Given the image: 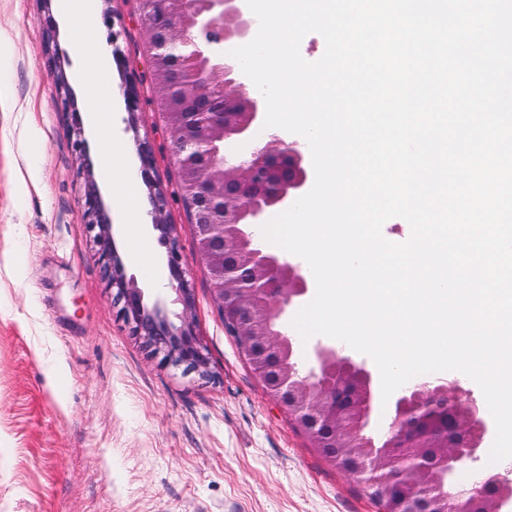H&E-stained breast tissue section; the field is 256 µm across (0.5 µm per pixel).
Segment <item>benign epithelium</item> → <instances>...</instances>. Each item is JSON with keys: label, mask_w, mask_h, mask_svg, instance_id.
<instances>
[{"label": "benign epithelium", "mask_w": 512, "mask_h": 512, "mask_svg": "<svg viewBox=\"0 0 512 512\" xmlns=\"http://www.w3.org/2000/svg\"><path fill=\"white\" fill-rule=\"evenodd\" d=\"M141 24L150 49L149 63L184 83L185 106L192 124L166 120L180 172L191 183L189 209L198 208L203 220L192 218L200 259L213 283V296L233 336L254 372L276 403L307 434L314 447L331 448L329 458L347 474L377 490L385 512H469L481 501L503 512L504 477L478 481L458 492L441 480H422L427 473L472 464L479 456L490 424L484 409L455 379L421 381L395 391L394 415L381 442L366 434L368 421L382 398L367 366L335 348L316 343L311 349L315 367L300 376L292 339L281 326L287 309L309 292L299 266L267 251L257 239V226L269 213L289 208L306 194L312 182L305 152L288 134L267 129L258 138L266 103L249 87L239 64L224 55V43L250 40L252 16L238 0H141ZM58 100L76 112L66 78L54 75ZM224 86L216 96L215 83ZM135 148L149 188L151 229L167 252L168 287L172 303L181 305L171 319L166 302L149 301L134 279L127 277L114 239L112 220L95 183L85 184V227L104 262L108 285L120 314L133 335L162 360L184 366L201 376L210 374L208 354L194 324V294L172 225L166 221L167 199L155 187L152 146L138 139ZM423 426L431 436L457 431L465 446L446 448L427 461L416 456L389 473L381 460L394 448L407 447L408 435Z\"/></svg>", "instance_id": "7a95c632"}]
</instances>
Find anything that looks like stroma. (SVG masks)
<instances>
[{
    "label": "stroma",
    "instance_id": "stroma-1",
    "mask_svg": "<svg viewBox=\"0 0 512 512\" xmlns=\"http://www.w3.org/2000/svg\"><path fill=\"white\" fill-rule=\"evenodd\" d=\"M139 0H94L83 34L57 0H0L10 44L0 78V512H380L363 485L329 463L276 405L214 301L180 189L166 119L150 94ZM55 27L60 51L46 48ZM124 66L96 87L115 136L149 139L167 221L194 289L211 378L153 357L121 318L84 230L82 157L105 206L102 137L72 143L57 100L64 70L80 114L94 74L77 40ZM141 94L129 113L125 89Z\"/></svg>",
    "mask_w": 512,
    "mask_h": 512
}]
</instances>
